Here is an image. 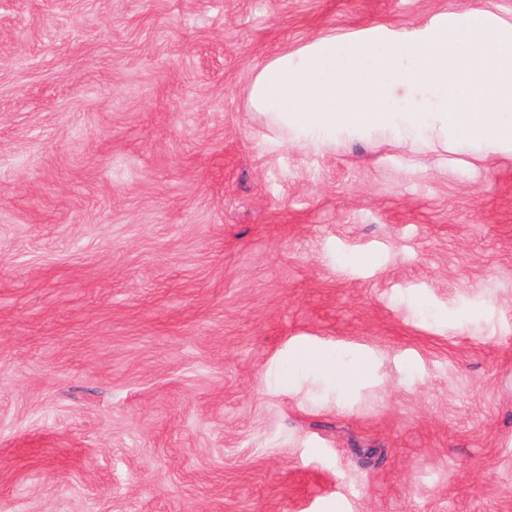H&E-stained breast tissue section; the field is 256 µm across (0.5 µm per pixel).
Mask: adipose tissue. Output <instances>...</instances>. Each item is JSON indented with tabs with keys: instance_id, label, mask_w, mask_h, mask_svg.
Here are the masks:
<instances>
[{
	"instance_id": "1",
	"label": "adipose tissue",
	"mask_w": 512,
	"mask_h": 512,
	"mask_svg": "<svg viewBox=\"0 0 512 512\" xmlns=\"http://www.w3.org/2000/svg\"><path fill=\"white\" fill-rule=\"evenodd\" d=\"M249 108L298 146L387 133L404 143L467 140L512 150V30L476 15L440 17L415 33L383 29L345 41L324 35L266 62L245 88ZM290 370L314 368L348 388L375 364H343L322 348L295 353Z\"/></svg>"
}]
</instances>
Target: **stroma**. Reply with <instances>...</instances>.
I'll list each match as a JSON object with an SVG mask.
<instances>
[{"label":"stroma","mask_w":512,"mask_h":512,"mask_svg":"<svg viewBox=\"0 0 512 512\" xmlns=\"http://www.w3.org/2000/svg\"><path fill=\"white\" fill-rule=\"evenodd\" d=\"M512 0H0V512H512V152L282 144L327 34ZM376 363L338 392L291 354Z\"/></svg>","instance_id":"stroma-1"}]
</instances>
